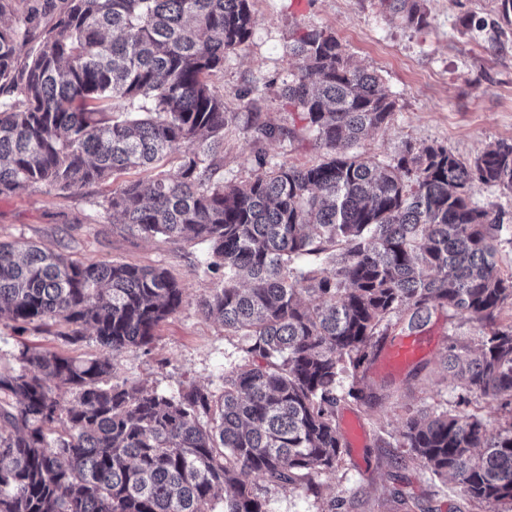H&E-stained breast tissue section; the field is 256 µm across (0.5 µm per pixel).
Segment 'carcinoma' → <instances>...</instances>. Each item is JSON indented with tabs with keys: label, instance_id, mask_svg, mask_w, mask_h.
Listing matches in <instances>:
<instances>
[{
	"label": "carcinoma",
	"instance_id": "cac0c4a2",
	"mask_svg": "<svg viewBox=\"0 0 512 512\" xmlns=\"http://www.w3.org/2000/svg\"><path fill=\"white\" fill-rule=\"evenodd\" d=\"M10 2L0 0V196L111 182L102 206L130 229L207 245L206 271L222 272L224 287L203 313L245 347L218 397L195 384L164 395L112 383L115 357L148 348L181 307L178 280L0 241V320L55 326L70 345L90 329L112 352L23 351L19 369L0 372V512H265L242 475L315 493L314 477L347 448L337 405L372 403L359 384L393 316L414 329L448 308L492 325L512 301L496 259L506 229L471 200L477 184L512 192V144L472 162L424 144L393 164L353 151L389 125L395 100L333 32L298 35L284 89L326 160L226 185L215 175L229 113L210 78L250 38L252 0H66L21 63L32 18L5 23ZM380 5L427 23L422 0ZM175 151L169 178L158 168ZM132 170L148 177L126 178ZM446 370L512 404V325L450 348ZM401 447L486 512L512 504V422L489 436L473 415L412 416Z\"/></svg>",
	"mask_w": 512,
	"mask_h": 512
}]
</instances>
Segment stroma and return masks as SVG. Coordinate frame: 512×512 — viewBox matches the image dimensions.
Wrapping results in <instances>:
<instances>
[{
    "label": "stroma",
    "mask_w": 512,
    "mask_h": 512,
    "mask_svg": "<svg viewBox=\"0 0 512 512\" xmlns=\"http://www.w3.org/2000/svg\"><path fill=\"white\" fill-rule=\"evenodd\" d=\"M425 7L427 22L415 27L381 13L378 0H253L250 38L225 54L223 71L211 79L234 116L224 128L225 182L257 174L260 154L270 167H308L325 159L327 148L305 131L283 95L296 66L290 47L312 27L332 31L351 61L377 73L396 102L390 124L361 139L358 152L390 164L406 144H426L470 161L497 143H512V24L503 20L499 0H427ZM261 123L279 127L281 136L254 141L251 129ZM107 191L100 184L73 193L42 188L0 197V239L60 249L87 263L168 269L184 290L180 309L160 326L149 350L118 355L112 380L159 393L194 383L222 394L225 375L243 361L245 342L200 310L223 285L204 270L205 245L146 239L128 230L102 207ZM485 331L453 311H432L419 331L428 344L420 357L395 372L370 367L364 389L379 394V401L340 406L339 419L358 421L362 444L348 446L335 472L317 476L318 494L265 486L266 512H326L331 505L336 512H482L457 483L434 476L399 442L407 419L420 413L473 415L491 434L512 420V410L466 392L444 367L449 345L474 343ZM24 349L101 353L90 338L68 347L53 329L32 326L19 333L0 323V369L18 368Z\"/></svg>",
    "instance_id": "35a3bbf8"
}]
</instances>
